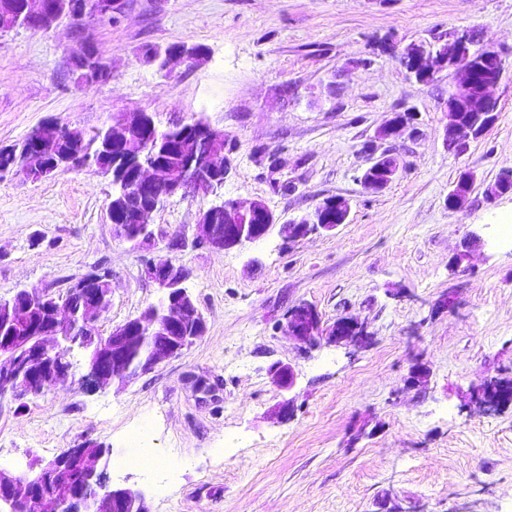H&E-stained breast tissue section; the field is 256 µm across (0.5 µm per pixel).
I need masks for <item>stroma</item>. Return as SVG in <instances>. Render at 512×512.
Instances as JSON below:
<instances>
[{
	"mask_svg": "<svg viewBox=\"0 0 512 512\" xmlns=\"http://www.w3.org/2000/svg\"><path fill=\"white\" fill-rule=\"evenodd\" d=\"M464 28L485 32L504 72L496 122L457 158L444 139V106L459 90L452 72L416 81L397 52ZM86 35L112 65L89 90L69 72V25L0 36V147L51 119L91 133L125 112L163 126L200 117L237 144L224 197L265 201L288 219L336 196L350 213L297 242L274 233L224 251L139 249L112 233L109 178L0 173V297L23 286L62 292L109 271L112 304L97 324L106 333L160 303L143 268L165 256L189 270L185 286L207 319L181 356L131 382L86 391L77 351L71 375L24 415L1 403L0 467L95 442L111 450V485L142 492L151 512H375L386 490L417 512H512V407L485 415L466 405L472 383L512 370V246L499 243L512 194L484 195L512 166V0H112L111 23ZM173 44L205 47L203 63L165 77L144 52ZM407 109L415 131L384 144L400 161L395 180L365 190V145ZM462 170L475 180L456 210L448 193ZM211 201L169 197L151 222L166 238L192 237ZM451 287L456 308L434 313ZM300 302L327 326L368 318L374 344L303 349L284 329ZM419 358L431 369L421 396L403 388ZM276 361L298 372L285 421L267 375ZM139 430L163 473L119 467Z\"/></svg>",
	"mask_w": 512,
	"mask_h": 512,
	"instance_id": "stroma-1",
	"label": "stroma"
}]
</instances>
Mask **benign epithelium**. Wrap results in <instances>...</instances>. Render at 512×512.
<instances>
[{
    "mask_svg": "<svg viewBox=\"0 0 512 512\" xmlns=\"http://www.w3.org/2000/svg\"><path fill=\"white\" fill-rule=\"evenodd\" d=\"M27 9L25 21L36 24L41 31H49L64 20L83 31L112 11V0H83L81 9L76 12L71 11L70 0H28ZM403 54L410 63L409 74L417 80L432 78L441 70H452L462 88V92L453 94V98L458 106L467 109L468 116L463 120L458 110L448 111L445 137L456 156L464 155L470 142L481 137L496 121L495 89L503 69L486 71L483 82L478 86L474 84L471 71L479 50L470 29L455 31L448 51L443 55L418 46L403 50ZM163 57V72L167 77L171 76L173 66H190L198 61L183 47L165 49ZM79 60L90 76L97 77L100 72L111 70L103 56L86 41L71 53V62ZM414 117L413 110L406 114L393 113L379 128L376 139L387 141L412 128ZM120 119L126 129L125 159H132L135 153L143 159L137 162L136 179L112 178L113 193L148 197L154 202L133 215L138 234L131 233L130 224H115L113 229L117 237L140 245L155 239L149 218L166 198L199 190L218 194L222 184L214 181L213 174L225 168L223 150L209 147L202 152L189 153L177 170L167 174L166 192L157 196L155 191L160 174L153 156L157 148H169L171 144L160 138L154 119L145 112H126ZM68 132L65 124L56 121L33 130L20 150L14 172L35 182L44 169L42 161L48 155L55 156L53 165L61 172L93 168L92 157L80 146L68 152H57L59 144L69 138ZM391 157L392 154L385 150L380 153L371 151L369 165L360 177L365 189L379 192L392 182L399 168L390 162ZM473 183L470 172L459 173L451 190L455 208L460 209L467 203ZM332 206L335 207L333 212L319 205L311 213L282 220L261 200L244 202L222 197L199 212L191 244L224 251L246 242H258L274 231L289 240L303 239L346 223L350 212L348 202L337 197ZM256 212L263 214L264 223H251ZM217 214L226 222L222 230L212 223ZM143 273L162 291V303L167 307H172L174 300H180L177 312L161 313L155 308L152 320L136 324L125 321L112 328V338L103 337L95 325L111 305L112 277L100 273L88 275L73 286L72 292L79 297L78 303L57 307L53 312V317L58 319L57 327L68 328L73 338L48 334L38 337L22 350L14 347L10 340L0 343V358H5V362H0V401L22 404L44 395L72 371L69 354L75 348L85 353L82 381L89 391L94 392L114 381L129 382L151 372L162 360L181 355L199 339V334L206 332L207 321L184 287L189 277L187 269L171 259L161 258L146 262ZM52 300L54 291L50 288H18L10 298L0 299V321L21 327L34 311ZM285 330L305 345L323 340L354 352L368 347L374 340V332L367 321L356 316L343 317L326 327L317 309L305 302L288 310ZM429 374V365L417 361L405 385L422 392ZM268 375L282 397L276 416L287 420L294 413L293 400L287 394L296 385L297 373L291 365L275 362L269 366ZM106 469L101 457L87 448H71L39 467L29 464L24 470L0 468V507H5V512H112L115 507L120 512H149L141 492L101 481L99 472Z\"/></svg>",
    "mask_w": 512,
    "mask_h": 512,
    "instance_id": "1",
    "label": "benign epithelium"
}]
</instances>
